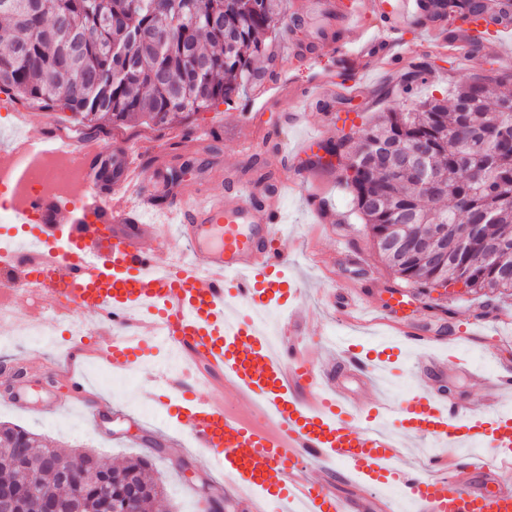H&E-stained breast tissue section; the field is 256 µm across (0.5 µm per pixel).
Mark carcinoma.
Returning <instances> with one entry per match:
<instances>
[{"mask_svg": "<svg viewBox=\"0 0 512 512\" xmlns=\"http://www.w3.org/2000/svg\"><path fill=\"white\" fill-rule=\"evenodd\" d=\"M448 14L486 16L483 0H447ZM281 0H0V92L42 111L68 110L84 130L135 120L167 126L221 103L251 82L266 34L286 37ZM424 149L421 186L401 153ZM324 149L351 162L347 184L373 238L408 225L403 250H378L406 288L429 292L448 280L471 290H512V82L471 80L408 110L391 109ZM54 448L14 425L0 427V485L32 473L38 494L60 512H152L164 494L151 456L94 477L75 451L64 482L46 466Z\"/></svg>", "mask_w": 512, "mask_h": 512, "instance_id": "obj_1", "label": "carcinoma"}]
</instances>
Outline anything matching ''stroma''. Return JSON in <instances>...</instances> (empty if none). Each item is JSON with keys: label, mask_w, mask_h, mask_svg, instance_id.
Wrapping results in <instances>:
<instances>
[{"label": "stroma", "mask_w": 512, "mask_h": 512, "mask_svg": "<svg viewBox=\"0 0 512 512\" xmlns=\"http://www.w3.org/2000/svg\"><path fill=\"white\" fill-rule=\"evenodd\" d=\"M288 11L302 18V26L287 41H274L255 65L257 78L233 103L171 126L107 123L92 132V139L108 157L138 152L145 179H152L156 170L161 169L175 189L200 186L220 191L231 175L251 179L265 172L276 178L284 175V167L269 163L266 155L247 153V141L259 132L278 131L284 151L293 155L292 166L301 167L305 161L296 157L295 152L307 137L317 134L322 141H333L378 113L411 105L415 95L402 91V74L408 63L424 61L430 65L427 82L417 93L422 96H442L448 88L467 81L488 66L512 74L511 41L488 45L480 51L477 64L469 65L454 60L445 49H419L421 36L411 30L404 39L414 44L415 50L407 63L384 74L369 72L360 76L351 71V55L313 50L314 38L326 21L314 11L312 0H288ZM287 43L295 46L294 54H283L282 47ZM343 70L349 72L350 83L357 87L356 94L346 98L325 96L312 102L306 109L307 119L300 123L291 120L298 109L295 101L285 96L274 100L262 93L266 84L289 80L302 86L316 79L336 77ZM385 84L391 93L384 98L380 88ZM345 180L343 171L315 168L308 186H289L284 191L285 221L278 234L288 255V275L304 281L299 331L312 360L318 364L335 360L336 345L342 341L366 351L379 343L396 344L402 348L401 363L387 374L380 389L362 386L353 376L342 375V383L355 398L368 404L381 396L400 407L411 389L433 386L445 388L453 397L473 406H481L485 393L464 372L450 364L417 372L419 352L404 346L403 336L382 317L356 325L327 300L329 291L368 281L373 284V296L380 299L386 298L389 289L401 286L353 213ZM311 192L330 207L335 215L333 221L314 223L306 201ZM406 295L420 308L421 330L458 337L457 349L473 369L493 376L501 364H512V297L503 298L497 309L492 310L486 307L481 294L461 286L428 294L410 288ZM36 322L32 312H21L10 325L17 336L15 345L0 350V365L24 369L26 399L30 404L26 410L10 404L7 381L0 375V423L38 433L62 454L76 449L93 450L115 465L148 453L150 448L161 449L155 464L165 492L153 512H205L204 498L208 495L218 500L232 497V512H249L241 492L234 488V479L210 469L207 450L194 447L180 424L164 411L150 409V378L160 373L164 355L141 358L132 382L125 387L116 388L108 380L94 379L89 396L110 401L114 408L111 418L87 419L84 405L78 403L50 411L46 405L57 391L56 373L61 360L57 351L22 336V329Z\"/></svg>", "instance_id": "obj_1"}]
</instances>
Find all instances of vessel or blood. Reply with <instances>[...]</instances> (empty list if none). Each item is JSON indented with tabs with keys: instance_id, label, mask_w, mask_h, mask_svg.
Instances as JSON below:
<instances>
[{
	"instance_id": "vessel-or-blood-1",
	"label": "vessel or blood",
	"mask_w": 512,
	"mask_h": 512,
	"mask_svg": "<svg viewBox=\"0 0 512 512\" xmlns=\"http://www.w3.org/2000/svg\"><path fill=\"white\" fill-rule=\"evenodd\" d=\"M353 29L374 22L379 37L365 41L355 54L358 72L368 62L396 66L407 56L402 38L415 29L439 43H453L458 58H473L477 46L512 37V0H498L499 22L479 18L449 20L445 0H316ZM71 147V140L50 130L38 140L23 138L0 150V164L13 166L31 146ZM89 188L76 205L37 197L19 212L32 223L40 245L25 262L12 263L10 275L24 280L59 275L74 286L80 308L106 327L108 339L97 350L113 369L132 367L142 344L163 339L167 371L151 380L155 403L176 409L195 447L209 450L212 470L235 478L248 494L250 512L275 502L279 512H398L395 501L372 499L374 488L399 485L419 512H512V471L491 459L465 456L463 464L442 468L430 478L401 469L407 441H437L445 447L481 445L512 457V370L492 378L475 374L488 389L482 408L422 389L400 412L399 431L381 419L391 405L367 411L361 425L347 416L360 402L340 386L334 368L310 362L300 344L271 349L252 317L227 318L232 305L250 306L253 314L270 304L295 310L303 292L288 277V256L274 235L282 219V187L288 177L268 185L229 181L225 191L191 190L169 194L164 172L146 183L129 155L116 157L118 194L105 191L97 177L102 151L97 143L77 147ZM169 195L157 214L147 209L155 194ZM176 227L185 252L166 255L165 231ZM408 303L393 295L378 308L388 324L402 328L407 341L422 348V332L404 316ZM338 365L371 384L385 365L396 362L386 348L364 355L341 346ZM337 365V366H338ZM221 376L226 387L268 419L255 426L225 411L210 396L196 394L197 382ZM332 473L343 470L352 492L342 495L308 473L309 465Z\"/></svg>"
}]
</instances>
